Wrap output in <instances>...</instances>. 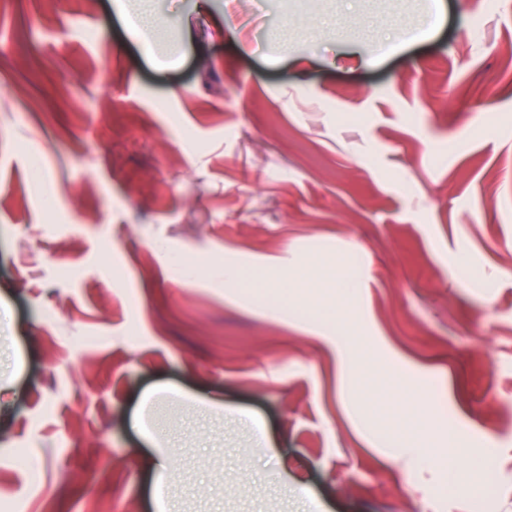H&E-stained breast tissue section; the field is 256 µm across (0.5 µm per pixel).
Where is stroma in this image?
<instances>
[{
	"label": "stroma",
	"instance_id": "35a3bbf8",
	"mask_svg": "<svg viewBox=\"0 0 512 512\" xmlns=\"http://www.w3.org/2000/svg\"><path fill=\"white\" fill-rule=\"evenodd\" d=\"M196 3L141 40L113 0H0V512H157L140 410L178 438L180 512H512V0L427 33L428 0ZM317 262L360 268L356 331L435 381L491 483L385 456L287 279ZM160 386L180 421L143 407ZM224 278L238 288H250L252 290L266 289L270 291H278L280 288L276 283H264L259 285L258 281L247 275L244 270L231 266L224 268Z\"/></svg>",
	"mask_w": 512,
	"mask_h": 512
}]
</instances>
